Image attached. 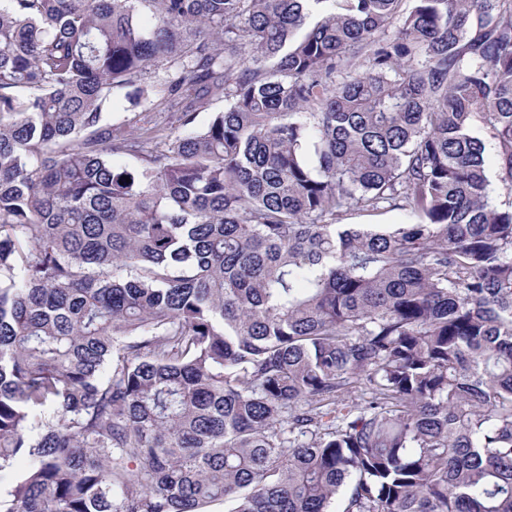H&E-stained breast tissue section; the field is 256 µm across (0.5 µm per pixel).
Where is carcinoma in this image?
<instances>
[{"label": "carcinoma", "mask_w": 512, "mask_h": 512, "mask_svg": "<svg viewBox=\"0 0 512 512\" xmlns=\"http://www.w3.org/2000/svg\"><path fill=\"white\" fill-rule=\"evenodd\" d=\"M488 140L512 0H7L0 512H512Z\"/></svg>", "instance_id": "carcinoma-1"}]
</instances>
